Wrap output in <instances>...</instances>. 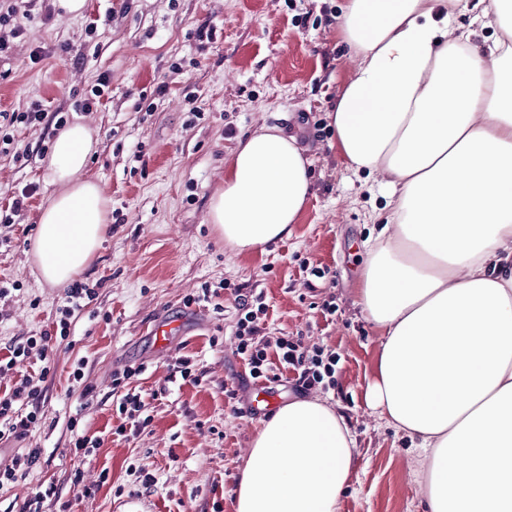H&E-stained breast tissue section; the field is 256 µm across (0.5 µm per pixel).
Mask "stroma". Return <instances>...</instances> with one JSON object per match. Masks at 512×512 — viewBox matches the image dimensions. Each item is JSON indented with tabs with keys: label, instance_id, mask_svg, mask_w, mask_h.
Instances as JSON below:
<instances>
[{
	"label": "stroma",
	"instance_id": "35a3bbf8",
	"mask_svg": "<svg viewBox=\"0 0 512 512\" xmlns=\"http://www.w3.org/2000/svg\"><path fill=\"white\" fill-rule=\"evenodd\" d=\"M344 0H86L75 17L54 0H23L21 32L0 28V113L40 104L35 125L10 128L0 149V206L33 188L11 226L0 225V360L29 337L54 333L65 290L38 281L27 262L40 207L51 191L43 147L58 119L83 121L98 151L86 176L108 199L111 227L80 277L95 295L54 344L47 366L34 360L0 373V395L21 375L40 376V426L14 441L40 461L0 491V512H21L32 488L54 484L43 512H122L145 502L156 512H235L239 466L262 424L240 395L254 387L236 348L235 287L265 297L266 333L301 338L336 355L335 384L296 388L291 370L277 372L282 402L320 398L347 419L356 464L340 512H423L416 449L403 432L372 415L368 386L377 375L380 339L356 305L369 245L386 220V190L348 170L328 114L353 75L340 36ZM101 89L92 98V89ZM90 108H82L84 99ZM295 136L311 162L314 193L293 234L266 251L232 253L205 221L224 161L244 134L262 125ZM28 162H20V155ZM322 269L324 277L313 276ZM227 282L223 312L197 305L191 332L153 349L143 329L153 316L185 312L204 283ZM333 303L335 314L323 312ZM189 358L199 384L174 377ZM142 367L132 383L149 425L136 437L121 424L112 376ZM103 444L74 454L71 416ZM152 474L144 489L130 468ZM106 483H99L100 473ZM99 483L81 497L75 477Z\"/></svg>",
	"mask_w": 512,
	"mask_h": 512
}]
</instances>
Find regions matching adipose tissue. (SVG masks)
Returning a JSON list of instances; mask_svg holds the SVG:
<instances>
[{"label": "adipose tissue", "mask_w": 512, "mask_h": 512, "mask_svg": "<svg viewBox=\"0 0 512 512\" xmlns=\"http://www.w3.org/2000/svg\"><path fill=\"white\" fill-rule=\"evenodd\" d=\"M460 7L512 17V0H345L355 69L330 117L347 168L381 177L391 209L356 298L381 342L369 405L419 448L425 512H512V24L476 45ZM96 149L77 121L48 158L29 254L55 287L108 234L107 199L84 176ZM309 165L275 126L239 143L207 212L231 252L292 235ZM355 451L319 399L279 407L243 460L236 512H339Z\"/></svg>", "instance_id": "1"}]
</instances>
